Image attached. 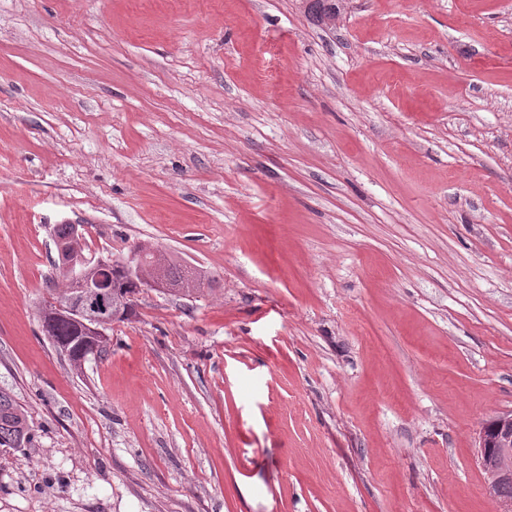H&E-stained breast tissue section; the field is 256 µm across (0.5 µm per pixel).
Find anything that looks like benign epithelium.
<instances>
[{
    "label": "benign epithelium",
    "instance_id": "benign-epithelium-1",
    "mask_svg": "<svg viewBox=\"0 0 512 512\" xmlns=\"http://www.w3.org/2000/svg\"><path fill=\"white\" fill-rule=\"evenodd\" d=\"M164 259L165 254L158 249H136L123 264L130 273L146 281L148 287L169 291L175 286L159 275ZM110 263L112 257L109 255L88 257L79 252L64 266L70 293L63 309L70 313L87 336L106 335L105 328L110 325L112 309L124 303L122 299H112L111 290L101 287L87 275L89 268L99 269ZM478 448L481 467L488 477L486 495L501 505L500 512H512V500L499 493L503 484L512 481V410L496 415L492 428L482 427Z\"/></svg>",
    "mask_w": 512,
    "mask_h": 512
}]
</instances>
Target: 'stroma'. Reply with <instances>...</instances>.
Instances as JSON below:
<instances>
[{"mask_svg":"<svg viewBox=\"0 0 512 512\" xmlns=\"http://www.w3.org/2000/svg\"><path fill=\"white\" fill-rule=\"evenodd\" d=\"M0 0V512H496L512 0ZM57 224L165 249L73 369ZM31 441L25 411L10 393L0 390V447L24 448Z\"/></svg>","mask_w":512,"mask_h":512,"instance_id":"35a3bbf8","label":"stroma"}]
</instances>
